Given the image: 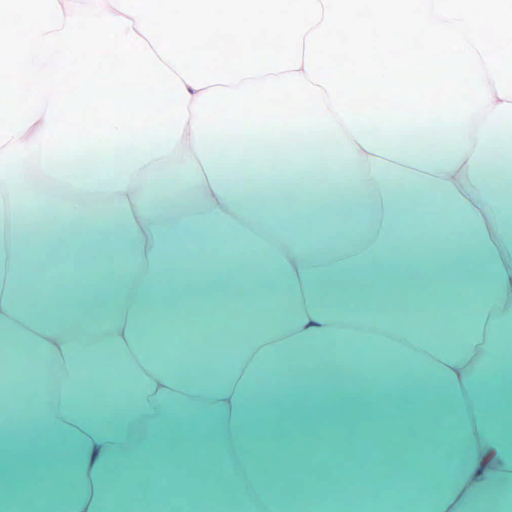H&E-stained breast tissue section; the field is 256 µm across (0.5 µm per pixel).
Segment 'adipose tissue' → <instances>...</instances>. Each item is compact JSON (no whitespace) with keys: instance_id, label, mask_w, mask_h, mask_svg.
<instances>
[{"instance_id":"ef3b65f1","label":"adipose tissue","mask_w":512,"mask_h":512,"mask_svg":"<svg viewBox=\"0 0 512 512\" xmlns=\"http://www.w3.org/2000/svg\"><path fill=\"white\" fill-rule=\"evenodd\" d=\"M490 102L412 126L244 122L322 146L272 165L243 163L219 128L117 135L84 164L72 142L27 166L10 155L0 512H128L150 469L154 512L196 494L209 512H512V110ZM55 224L79 227L73 262L96 249L111 277L32 286ZM192 334L231 339L197 375ZM285 388L319 411H288ZM394 446L416 467L367 465ZM314 448L333 449L336 476L307 478ZM174 451L184 469L164 475ZM289 454L301 469L283 477Z\"/></svg>"}]
</instances>
